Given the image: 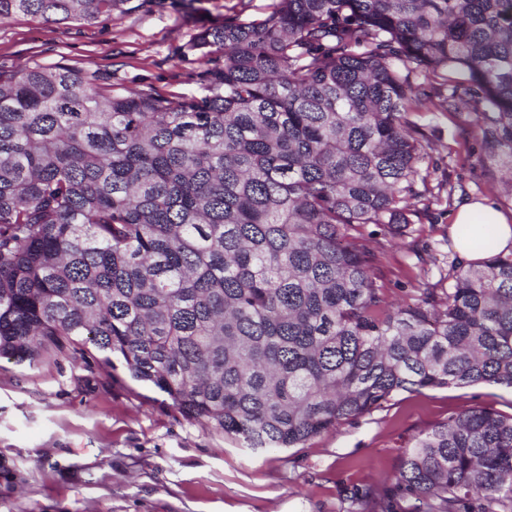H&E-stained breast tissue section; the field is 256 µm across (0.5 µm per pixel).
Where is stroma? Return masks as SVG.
Wrapping results in <instances>:
<instances>
[{"instance_id":"35a3bbf8","label":"stroma","mask_w":512,"mask_h":512,"mask_svg":"<svg viewBox=\"0 0 512 512\" xmlns=\"http://www.w3.org/2000/svg\"><path fill=\"white\" fill-rule=\"evenodd\" d=\"M238 8L239 0H125L93 24L17 15L0 21V70L66 64L128 90L195 93L201 66L186 44ZM455 95L450 111L410 116L432 141L430 187L451 194L420 216L413 237L448 260L456 204L489 198L512 217L505 174L484 155L482 108L469 93ZM381 266L394 301L420 278H439L406 242L389 247ZM477 404L511 414L512 390L402 393L304 447L255 453L187 421L98 354L74 362L47 348L31 364L2 357L0 512H336L340 489L387 483L416 434Z\"/></svg>"}]
</instances>
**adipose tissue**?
<instances>
[{"instance_id": "adipose-tissue-1", "label": "adipose tissue", "mask_w": 512, "mask_h": 512, "mask_svg": "<svg viewBox=\"0 0 512 512\" xmlns=\"http://www.w3.org/2000/svg\"><path fill=\"white\" fill-rule=\"evenodd\" d=\"M454 225L484 224L489 228L485 248L477 249L462 239H454L453 246L460 257L478 263L490 254L512 250V223L508 222L498 206L491 201H475L461 205L453 219Z\"/></svg>"}]
</instances>
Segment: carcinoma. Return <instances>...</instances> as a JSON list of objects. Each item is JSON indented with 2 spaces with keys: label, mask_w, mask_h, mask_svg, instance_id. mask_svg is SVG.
<instances>
[{
  "label": "carcinoma",
  "mask_w": 512,
  "mask_h": 512,
  "mask_svg": "<svg viewBox=\"0 0 512 512\" xmlns=\"http://www.w3.org/2000/svg\"><path fill=\"white\" fill-rule=\"evenodd\" d=\"M123 2L0 0V19L94 23ZM240 4L186 46L198 94L0 71V356L90 345L253 450L300 448L402 392L512 390V253L395 306L361 233L393 246L429 207L409 114L439 74L483 105L512 195V0H274L254 19ZM337 512H512V414H448Z\"/></svg>",
  "instance_id": "cac0c4a2"
}]
</instances>
